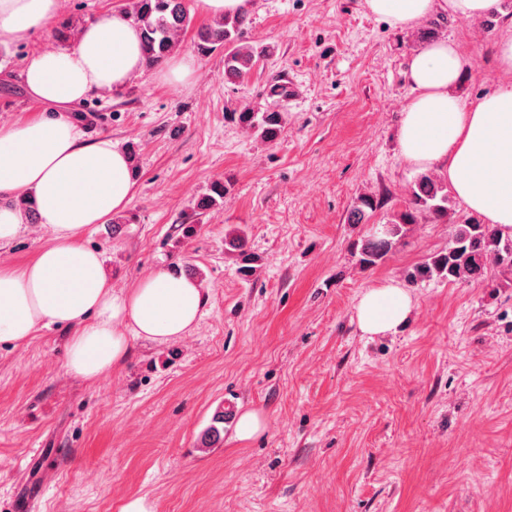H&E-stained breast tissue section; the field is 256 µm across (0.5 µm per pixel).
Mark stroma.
Wrapping results in <instances>:
<instances>
[{
	"instance_id": "obj_1",
	"label": "stroma",
	"mask_w": 512,
	"mask_h": 512,
	"mask_svg": "<svg viewBox=\"0 0 512 512\" xmlns=\"http://www.w3.org/2000/svg\"><path fill=\"white\" fill-rule=\"evenodd\" d=\"M497 9L491 30L446 15L402 31L364 0H252L247 35L274 51L235 84L222 53L197 54L196 29L209 21L197 12L180 48L194 61L185 83L159 81L152 66L67 109L86 140L135 157L122 223L83 237L113 289L176 267L207 302L183 339L134 342L122 369L93 382L67 373L65 330L0 343V512H117L135 495L155 512H512V271L484 285L409 282L467 217L457 199L451 222L410 225L376 266L358 262L419 174L398 131L421 32L457 42L469 64L456 93L470 101L506 80L495 44L512 0ZM60 47L50 28L0 46L1 125L55 117L27 95L22 70ZM277 77L294 95L268 143L229 115ZM215 181L223 205L195 215ZM362 196L377 207L350 223ZM192 220L198 232L183 238ZM235 224L254 259L249 277L224 252ZM49 242L24 222L0 266L25 264ZM387 281L409 291L410 317L395 335L362 336L358 300ZM227 408L262 411L265 431L242 443L229 421L205 443Z\"/></svg>"
}]
</instances>
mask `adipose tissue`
I'll return each mask as SVG.
<instances>
[{"instance_id": "obj_1", "label": "adipose tissue", "mask_w": 512, "mask_h": 512, "mask_svg": "<svg viewBox=\"0 0 512 512\" xmlns=\"http://www.w3.org/2000/svg\"><path fill=\"white\" fill-rule=\"evenodd\" d=\"M364 2L404 29L440 12L481 18L497 0ZM60 17L61 0H0V43L24 39ZM467 66L449 39L413 56L400 152L411 165L443 171L456 197L485 223L512 226V83L463 103L454 89ZM145 67L138 31L122 12L91 21L72 49L41 52L23 70L29 94L59 108L60 116L0 126V245L16 237L25 219L15 200L30 194L51 235L30 263L0 266V342L23 344L42 327L69 329L66 368L84 381L123 368L133 341L169 344L186 336L206 303L198 280L170 269L113 293L101 254L82 241L88 226L127 206L135 182L124 149L109 140L85 141L62 111L92 93L123 88ZM411 309L405 288L384 283L361 295L357 325L366 336H391Z\"/></svg>"}]
</instances>
